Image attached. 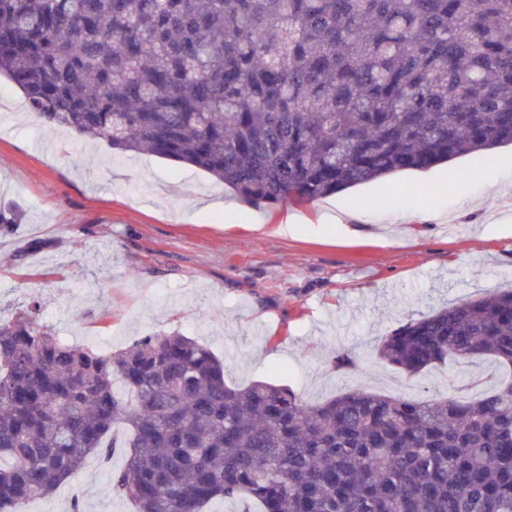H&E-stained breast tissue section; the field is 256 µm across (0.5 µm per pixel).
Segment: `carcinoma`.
I'll use <instances>...</instances> for the list:
<instances>
[{"mask_svg": "<svg viewBox=\"0 0 512 512\" xmlns=\"http://www.w3.org/2000/svg\"><path fill=\"white\" fill-rule=\"evenodd\" d=\"M54 127L199 168L249 207L512 145V0H0V76ZM377 357L512 366V289ZM124 449L136 512H512V380L475 399L228 384L180 333L101 354L0 319V512Z\"/></svg>", "mask_w": 512, "mask_h": 512, "instance_id": "obj_1", "label": "carcinoma"}]
</instances>
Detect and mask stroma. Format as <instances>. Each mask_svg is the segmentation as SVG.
I'll return each instance as SVG.
<instances>
[{
    "instance_id": "35a3bbf8",
    "label": "stroma",
    "mask_w": 512,
    "mask_h": 512,
    "mask_svg": "<svg viewBox=\"0 0 512 512\" xmlns=\"http://www.w3.org/2000/svg\"><path fill=\"white\" fill-rule=\"evenodd\" d=\"M23 100L0 80V209L18 218L0 229L1 318L39 304L60 339L102 352L179 332L224 362L228 384H285L311 402L356 388L472 398L503 379L489 358L410 376L375 348L408 319L512 288L511 147L477 178L448 181L466 156L253 208L189 165L48 126ZM341 351L357 369L333 370ZM124 461L119 448L89 456L22 512H132L109 484Z\"/></svg>"
}]
</instances>
